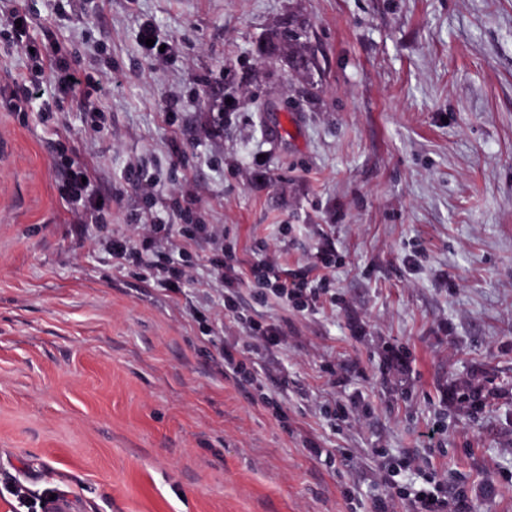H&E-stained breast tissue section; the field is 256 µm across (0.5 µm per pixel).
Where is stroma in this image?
Here are the masks:
<instances>
[{"mask_svg": "<svg viewBox=\"0 0 512 512\" xmlns=\"http://www.w3.org/2000/svg\"><path fill=\"white\" fill-rule=\"evenodd\" d=\"M11 8L28 41L51 29L62 61L123 81L89 134L69 105L13 96L38 68L0 21V512H23L16 485L72 512H369L389 493L382 458L411 462L400 483L430 472L477 492L474 512H512V0ZM147 24L166 54L142 47ZM72 166L113 231L137 237L152 213L218 225L237 312L204 239L176 255L175 291L113 264L61 199ZM267 258L327 276L330 295L258 298ZM249 318L288 335L252 385L223 357ZM476 377L500 394L449 402Z\"/></svg>", "mask_w": 512, "mask_h": 512, "instance_id": "35a3bbf8", "label": "stroma"}]
</instances>
